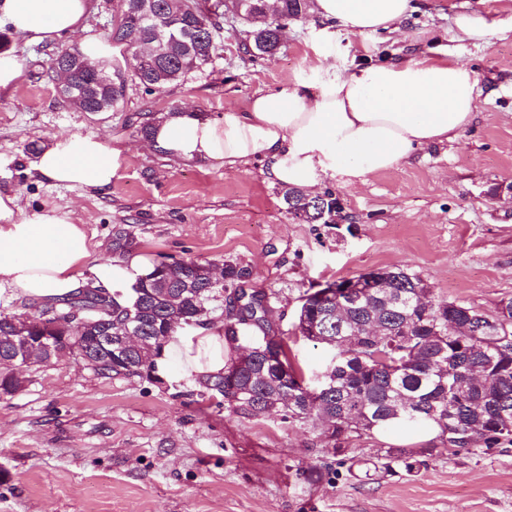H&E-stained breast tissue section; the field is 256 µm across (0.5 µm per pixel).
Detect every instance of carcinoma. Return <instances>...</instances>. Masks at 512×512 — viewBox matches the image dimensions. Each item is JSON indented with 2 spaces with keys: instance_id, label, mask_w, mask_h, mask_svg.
<instances>
[{
  "instance_id": "obj_1",
  "label": "carcinoma",
  "mask_w": 512,
  "mask_h": 512,
  "mask_svg": "<svg viewBox=\"0 0 512 512\" xmlns=\"http://www.w3.org/2000/svg\"><path fill=\"white\" fill-rule=\"evenodd\" d=\"M121 11L112 20L107 41L118 52L156 47V33L165 34L158 59H137L132 73L112 63L89 68L79 48L61 50L57 57L71 73V87L62 97L69 106L98 116L123 107L127 80L152 91L178 84L190 74L213 63L218 49L211 34L224 23L245 19L252 12L270 9L269 0H121ZM313 0H276L274 17L263 28L247 35L245 48L255 56L274 54L280 41L277 31L303 19ZM154 16L153 25L141 23L142 10ZM196 260L161 261L134 287L132 303L124 305L101 289L81 291L86 301L74 314L76 298L42 309L45 320L35 328L38 336L48 328L62 337L63 354L77 355L83 339L72 331L76 318L98 322L97 334L117 331L132 312L138 313L140 335L149 345L124 359L103 354L95 371L112 378L151 379L155 371L151 346L168 344L185 323L206 315L213 298L207 270ZM242 268L224 265V287L236 288ZM416 275L393 280L346 309L326 304L318 291L300 296L295 332L320 344L335 343L325 378H304L289 357L288 337L278 334L262 313L267 295L249 303L246 311L224 318V339L236 348L251 351V367L232 383L227 375L198 379L199 385L224 397L235 411L259 417L271 412L306 422L316 415L326 422L332 447L341 448L354 436L370 435L396 425L414 429L436 423L441 431L453 429L473 443L462 449L492 448L512 443V323L503 325L484 314L483 325L468 334L448 328L452 319H464L470 307L454 301L430 303L425 312L409 302ZM19 318L0 315V394L18 390L7 360L15 347L11 337ZM279 358L303 384L283 380L268 363Z\"/></svg>"
}]
</instances>
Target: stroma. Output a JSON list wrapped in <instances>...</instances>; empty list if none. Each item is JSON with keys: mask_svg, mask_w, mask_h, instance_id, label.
<instances>
[{"mask_svg": "<svg viewBox=\"0 0 512 512\" xmlns=\"http://www.w3.org/2000/svg\"><path fill=\"white\" fill-rule=\"evenodd\" d=\"M400 31L358 34L316 15L289 24L275 54L246 53L254 19L226 24L212 67L149 92L129 83L122 110L101 118L63 104L49 78L55 52L80 44L9 37L21 77L0 96V192L27 210L74 211L102 259L149 255L250 272L269 294L276 331L289 334L307 376L330 352L294 333L310 288L372 268L403 266L435 300L495 312L512 298V33L475 46L457 41L454 10L512 19V0H417ZM446 53L479 81L475 119L457 140L347 186L323 177L348 223L290 219L284 186L261 163L187 165L150 151L142 124L190 109L212 119L244 109L256 92L319 83L401 57ZM96 133L120 141L126 162L110 189L91 192L35 181L28 163L53 138ZM0 394V512H512V443L453 452L419 432H383L332 448L315 421L234 412L193 375L171 367L165 386L106 378L67 355L22 373ZM410 448V463L387 448Z\"/></svg>", "mask_w": 512, "mask_h": 512, "instance_id": "obj_1", "label": "stroma"}]
</instances>
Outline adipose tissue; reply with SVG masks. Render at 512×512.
<instances>
[{
    "label": "adipose tissue",
    "mask_w": 512,
    "mask_h": 512,
    "mask_svg": "<svg viewBox=\"0 0 512 512\" xmlns=\"http://www.w3.org/2000/svg\"><path fill=\"white\" fill-rule=\"evenodd\" d=\"M323 20L352 32L395 31L413 11L412 0H314ZM93 0H0V26L32 44L82 34L91 63L110 53L88 35ZM480 90L472 69L450 58L403 57L361 67L313 85L297 82L254 96L241 111L217 121L183 110L156 117L148 145L191 163L223 160L234 170L260 161L274 182L311 188L322 177L344 183L409 162L418 150L456 140L474 118ZM127 149L96 134L73 133L46 146L29 173L57 186L102 192L121 170ZM154 268L150 258L98 261L73 212L45 207L28 212L18 195L0 193V304H51L79 289L102 288L131 302L132 286ZM230 347L223 322L179 329L156 360L158 375L183 361L198 376L224 371Z\"/></svg>",
    "instance_id": "obj_1"
}]
</instances>
